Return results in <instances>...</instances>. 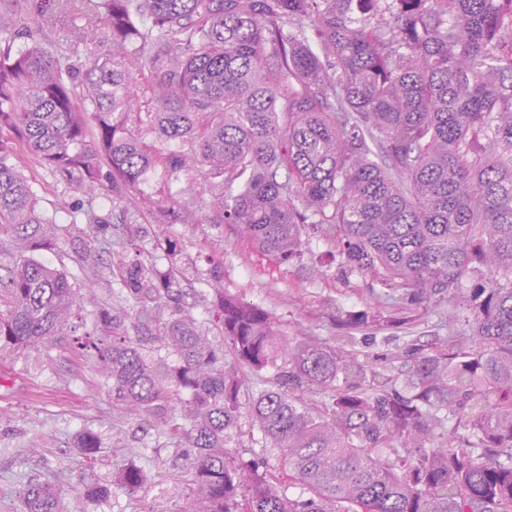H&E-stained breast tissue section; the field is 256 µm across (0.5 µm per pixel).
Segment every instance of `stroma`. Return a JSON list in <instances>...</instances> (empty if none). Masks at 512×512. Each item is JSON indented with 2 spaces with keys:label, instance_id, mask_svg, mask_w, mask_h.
<instances>
[{
  "label": "stroma",
  "instance_id": "obj_1",
  "mask_svg": "<svg viewBox=\"0 0 512 512\" xmlns=\"http://www.w3.org/2000/svg\"><path fill=\"white\" fill-rule=\"evenodd\" d=\"M13 162L33 180L44 216L63 227L55 245L36 252V259L91 291L97 304L77 311L71 329L45 345L0 350V512H23L19 492L35 474L55 482L61 512H178L192 494L183 439L166 426L113 407L110 385L95 356L78 350L74 342L92 331L97 307L128 303L113 288L106 266L112 253L127 251L130 229L142 228L141 253L152 256L160 270L177 265L185 301L214 345H223L224 338L206 296L217 279L226 293L266 310L297 344L312 336L335 344L343 319L373 311L364 282L342 276L335 249L324 238L308 241L301 264L278 266L238 240L227 224L216 223L207 200H200L193 224L157 211L152 198L176 193L186 174L159 168L138 189L107 183L91 197L77 177L41 168L24 142H16ZM77 208L105 218L108 229L97 233L86 221L71 223L69 213ZM166 236L178 243L176 260L158 247ZM88 252L93 262L85 261ZM447 333L439 316L421 312L410 331L364 328L356 336L359 350L399 356L410 343L438 346ZM85 431L95 433L99 442L91 458L74 446ZM130 465L144 474V487L133 496L118 486L122 469ZM88 485L109 493L85 498L82 491Z\"/></svg>",
  "mask_w": 512,
  "mask_h": 512
}]
</instances>
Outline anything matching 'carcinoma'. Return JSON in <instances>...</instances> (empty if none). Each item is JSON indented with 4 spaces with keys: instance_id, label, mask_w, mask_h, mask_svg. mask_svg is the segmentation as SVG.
I'll list each match as a JSON object with an SVG mask.
<instances>
[{
    "instance_id": "1",
    "label": "carcinoma",
    "mask_w": 512,
    "mask_h": 512,
    "mask_svg": "<svg viewBox=\"0 0 512 512\" xmlns=\"http://www.w3.org/2000/svg\"><path fill=\"white\" fill-rule=\"evenodd\" d=\"M49 9L73 43L50 39ZM0 40V132L43 168L90 192L196 171L213 210L271 262L290 264L315 233L399 324L448 311V336L413 349L402 393L389 363L356 349L363 316L334 346H293L263 308L215 287L228 361L190 312L170 310L176 281L112 254L140 335L101 308L76 344L114 407L182 430L194 491L180 512H512V0H0ZM97 41L112 55L79 52ZM58 231L0 136V234L14 252L0 348L45 344L85 298L31 257ZM475 271L479 287H463ZM148 343L180 363L147 359ZM278 361L242 402L244 374ZM244 416L276 466L229 451ZM78 448L92 456L96 435ZM290 483L303 494L288 497ZM143 484L134 465L119 478L130 495ZM22 499L58 512L45 479Z\"/></svg>"
}]
</instances>
